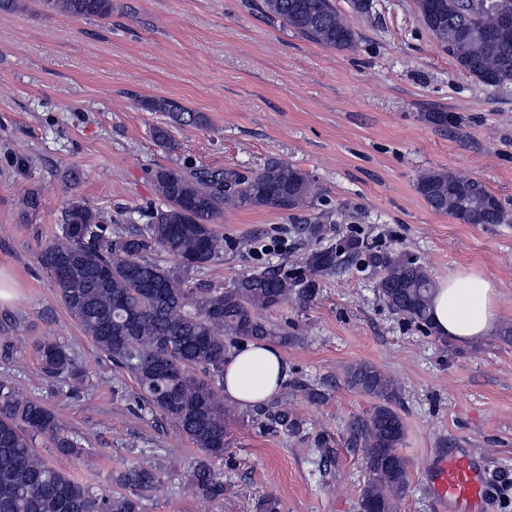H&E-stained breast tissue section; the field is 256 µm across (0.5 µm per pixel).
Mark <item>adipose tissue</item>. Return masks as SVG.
Here are the masks:
<instances>
[{
	"label": "adipose tissue",
	"instance_id": "adipose-tissue-1",
	"mask_svg": "<svg viewBox=\"0 0 512 512\" xmlns=\"http://www.w3.org/2000/svg\"><path fill=\"white\" fill-rule=\"evenodd\" d=\"M495 282L479 272H468L437 282L431 300L434 331L460 342L491 334L500 322ZM288 379L280 350L271 343L240 345L224 364V396L242 408L264 403Z\"/></svg>",
	"mask_w": 512,
	"mask_h": 512
}]
</instances>
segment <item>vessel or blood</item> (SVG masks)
Wrapping results in <instances>:
<instances>
[{
	"instance_id": "vessel-or-blood-1",
	"label": "vessel or blood",
	"mask_w": 512,
	"mask_h": 512,
	"mask_svg": "<svg viewBox=\"0 0 512 512\" xmlns=\"http://www.w3.org/2000/svg\"><path fill=\"white\" fill-rule=\"evenodd\" d=\"M485 475L483 462L464 450L436 456L429 481L439 512H489Z\"/></svg>"
}]
</instances>
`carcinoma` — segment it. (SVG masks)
Wrapping results in <instances>:
<instances>
[{
	"mask_svg": "<svg viewBox=\"0 0 512 512\" xmlns=\"http://www.w3.org/2000/svg\"><path fill=\"white\" fill-rule=\"evenodd\" d=\"M46 11L75 18L112 17V0H38ZM415 0L416 11L438 46L480 82H512V33L501 32V13L512 0ZM261 11L316 43L349 49L356 32L332 0H262ZM176 122L203 127L204 115L170 99L147 104ZM160 204L149 223L127 231L75 200L63 214L60 234L38 253L52 287L85 335L119 370L130 372L139 392L137 410L172 421L198 451L189 464L191 491L205 500L224 499V454L230 447L225 427L224 361L245 341L286 344L288 329L266 313L294 302L307 305L317 294V279L334 274L345 261L381 273L378 288L386 305L431 335L433 280L417 260L393 253L355 230L339 236L324 224H308L307 236L329 244L304 254L307 276L275 271L252 273L228 288H192L184 274L221 258L224 237L214 224L226 210L267 207L294 211L312 199L309 175L288 163L268 160L245 176L234 169H172L154 173ZM416 189L437 213L466 224H501L499 199L480 182L444 171L418 176ZM165 253L180 262L177 272L149 259ZM57 391L70 395L88 380L76 349L46 337L28 344ZM23 348L18 336H0V357L15 360ZM352 389L373 397L370 414L354 419L349 443L362 451L367 482L359 512H398L410 487L409 461L399 451L405 425L395 411L398 392L376 365L361 362L346 372ZM300 392L312 404L325 391L303 379L254 409L252 421L264 431L299 435L304 423L288 407ZM80 466H87L84 437L43 402L16 389L14 373L0 375V512H146L149 494L164 484L165 472L147 460L125 463L112 472L114 491L93 488L57 469L35 452L36 440ZM255 512H282L273 494L262 495Z\"/></svg>",
	"mask_w": 512,
	"mask_h": 512,
	"instance_id": "cac0c4a2",
	"label": "carcinoma"
}]
</instances>
